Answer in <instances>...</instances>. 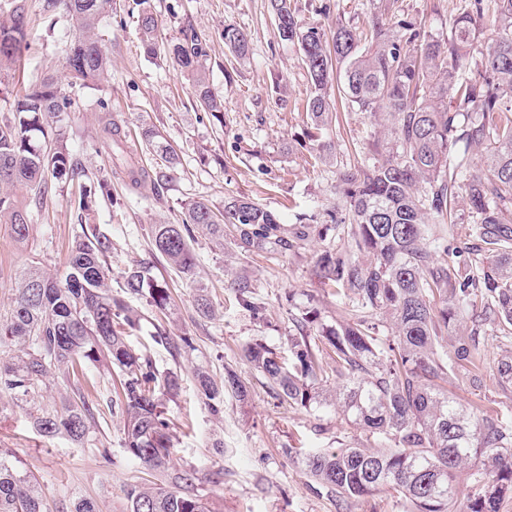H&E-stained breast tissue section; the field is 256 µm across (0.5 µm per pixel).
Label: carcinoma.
<instances>
[{"instance_id":"obj_1","label":"carcinoma","mask_w":512,"mask_h":512,"mask_svg":"<svg viewBox=\"0 0 512 512\" xmlns=\"http://www.w3.org/2000/svg\"><path fill=\"white\" fill-rule=\"evenodd\" d=\"M111 8L112 0H45L46 13L61 10L73 21L64 48L70 78L95 81L107 69L99 26ZM268 11L279 38L298 48L306 68L311 138L319 140L328 125L336 93L381 128L360 163L337 170L343 208L327 216L343 244L316 261L318 277L342 292L357 315L334 325L304 318L316 324L327 353L304 335L291 341L286 360L260 342L248 345L244 357L279 395L304 407L321 404L315 385L335 374L344 419L382 442L308 453L289 448L287 455L340 499L384 493L404 512H500L512 498V426L448 395L442 382L455 366L467 369L472 383L481 381L469 341L479 326L489 323L495 335L512 337V0H462L441 39L397 18L399 0H384L383 12L361 31L343 23L328 31L304 27L292 0H268ZM28 24L23 0H12L0 16V70L24 54ZM138 28L146 53L156 54L159 20L150 9L139 13ZM223 37L234 61L247 57L246 32L226 24ZM165 51L190 76L197 105L224 125V96L206 74L209 37L189 23ZM67 105L61 86L46 78L15 96L12 118L0 122V219H8L20 240L29 232L28 211L8 190L22 186L39 201L53 183L86 176L65 146L46 152L49 121ZM103 133L112 142V174L130 188L173 181L179 158L155 129H143L161 159L151 170L135 164L118 123L104 124ZM196 228L220 242L230 229L245 253L299 248L306 237L301 232L290 243L279 217L246 197L224 202L218 213L193 201L182 223L152 226L154 249L191 282ZM441 246L450 255L446 262L437 258ZM111 249L97 225L81 223L61 276L36 268L21 273L10 318L0 324V339L18 347L17 355L0 359V395L34 402L56 366L105 362L118 369L123 447L167 478L165 487L130 486L129 512H210L195 490L197 471L171 467L174 443L161 397L176 395L181 377L156 374L131 345L141 316L112 294ZM123 279L124 293L147 297L162 313L171 309L166 283L147 267L137 264ZM195 308L203 317L215 315L202 287ZM467 315L473 329L456 337L450 357L443 342ZM384 319L395 332L381 350L375 333ZM496 376L512 389V350L501 355ZM195 381L216 414L224 394L247 396L230 369L219 383L198 368ZM74 390L53 411L36 409L33 424L41 435L89 438L93 408ZM0 512H47L36 484L3 453Z\"/></svg>"}]
</instances>
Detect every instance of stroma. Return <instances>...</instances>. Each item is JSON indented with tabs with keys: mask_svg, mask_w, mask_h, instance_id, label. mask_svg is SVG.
I'll return each mask as SVG.
<instances>
[{
	"mask_svg": "<svg viewBox=\"0 0 512 512\" xmlns=\"http://www.w3.org/2000/svg\"><path fill=\"white\" fill-rule=\"evenodd\" d=\"M42 4L25 0L28 48L14 70L0 74V122L10 118L14 95L52 76L71 105L51 119L48 134L63 140L81 161L86 185L110 177L112 161L100 131L106 116L121 126L145 168L158 161L140 137L146 123L156 127L180 159L175 179L160 187L147 183L133 190L113 179L111 198L96 197L90 216L112 241L113 277L142 263L171 290L172 309L164 317L146 300H134L143 319L131 340L136 348L146 349L158 372L181 377L178 395L163 400L174 467L198 470L197 489L208 498L212 512H401L381 494L342 504L335 495L316 491L304 466L288 457L287 449L370 448L379 435L348 424L335 406L289 403L244 357L245 347L256 341L287 352L290 339L301 336L297 321L308 310H316L319 322L327 324L350 318L344 298L315 277L314 264L334 241L321 215L339 200L336 170L360 161L374 130L371 119L337 104V117L322 135L331 146V159L314 160L305 112L310 92L306 71L297 49L278 37L268 0H151L163 42L178 37L188 22L210 35V82L224 95L220 124L195 108L188 77L164 54L146 55L137 27V0H117L105 14L102 35L111 65L88 85L67 78L63 68L64 47L72 35L68 18L61 12L47 18ZM294 5L301 25L326 29L339 22L364 27L375 11L373 0H294ZM459 5V0H402L405 19L438 38L446 36ZM228 24L250 37L249 58L229 80L224 77L227 50L221 36ZM103 101L108 110H100ZM13 195L28 206L30 233L26 242H17L10 225L0 221V322L10 314L21 270L37 265L53 274L64 272L82 216L78 188L72 184L56 183L36 204L26 189H14ZM239 196L275 212L288 226L299 213L313 215L309 240L295 252L244 254L232 238L218 247L196 233L199 277L197 285H190L153 250L151 225L181 223L186 203L194 200L220 210L225 201ZM242 282L261 306V316L239 306L236 287ZM199 285L218 308L217 317L207 319L196 312ZM160 323L173 345L151 342ZM503 349L499 338L479 336L475 354L483 368L481 383L472 384L465 371L454 370L447 387L461 402L512 423V390H502L495 377ZM197 366L219 381L225 369L235 370L249 388L248 398L225 396L223 413L214 414L197 393L192 377ZM81 387L97 409L93 442L40 436L31 426L28 407L5 397L0 399V450L42 489L47 512H71L82 497L96 500L101 512H126L129 484H158L162 477L136 462L122 445L121 400L112 369L85 365Z\"/></svg>",
	"mask_w": 512,
	"mask_h": 512,
	"instance_id": "1",
	"label": "stroma"
}]
</instances>
